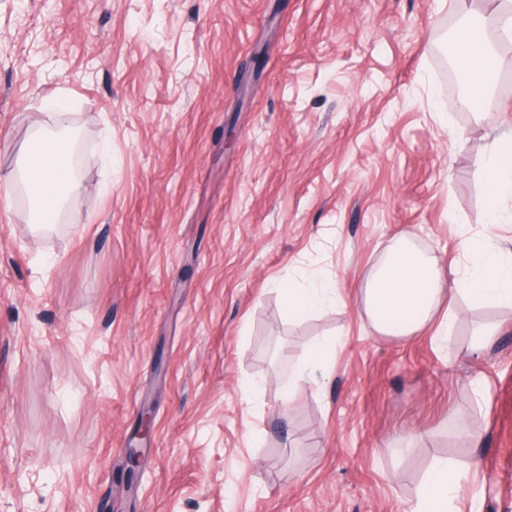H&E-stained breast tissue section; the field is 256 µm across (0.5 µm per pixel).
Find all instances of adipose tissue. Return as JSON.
Returning <instances> with one entry per match:
<instances>
[{"label": "adipose tissue", "mask_w": 512, "mask_h": 512, "mask_svg": "<svg viewBox=\"0 0 512 512\" xmlns=\"http://www.w3.org/2000/svg\"><path fill=\"white\" fill-rule=\"evenodd\" d=\"M458 45L469 73L477 79L492 80L503 65L478 21H469L462 29ZM484 167L490 186L488 221L511 224L512 211L502 210L500 202L512 198V131L494 136ZM25 179L37 219L51 222L74 186L70 143L63 131L42 129L36 133ZM465 260L464 277L452 281L435 258L408 242L399 243L379 267L368 272L361 290L363 309L373 330L382 336L415 337L431 325L451 288L481 304L512 305V250L483 237L466 243ZM280 293L292 318L306 316L338 298L336 285L330 280L289 282ZM335 350V339L318 343L289 377L284 387L285 404H292L306 385L315 382L317 370ZM458 479V472L447 462H438L409 512H448V496Z\"/></svg>", "instance_id": "obj_1"}]
</instances>
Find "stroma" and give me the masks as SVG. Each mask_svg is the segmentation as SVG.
I'll list each match as a JSON object with an SVG mask.
<instances>
[{"label":"stroma","instance_id":"1","mask_svg":"<svg viewBox=\"0 0 512 512\" xmlns=\"http://www.w3.org/2000/svg\"><path fill=\"white\" fill-rule=\"evenodd\" d=\"M468 9L501 39L496 0H0V195L61 125L79 184L51 224L0 205V512H406L444 460L448 512H512V308L455 296L446 344L361 297L401 238L452 280L512 244L483 166L512 93L460 108L443 57ZM312 271L339 300L289 319ZM336 350V339L328 338L314 348L312 353L296 368L284 387L283 409H290L295 396L308 384L315 382L316 371L333 355Z\"/></svg>","mask_w":512,"mask_h":512}]
</instances>
